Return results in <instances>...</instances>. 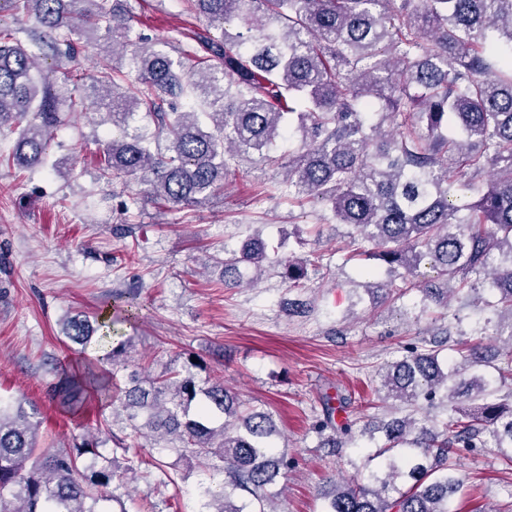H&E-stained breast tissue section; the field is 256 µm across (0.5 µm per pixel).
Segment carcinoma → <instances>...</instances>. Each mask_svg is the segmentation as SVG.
Returning a JSON list of instances; mask_svg holds the SVG:
<instances>
[{
  "mask_svg": "<svg viewBox=\"0 0 512 512\" xmlns=\"http://www.w3.org/2000/svg\"><path fill=\"white\" fill-rule=\"evenodd\" d=\"M0 0L37 29L27 42L0 27V126L18 130L12 161L44 167L63 114L84 106L83 88L104 127L98 178L172 206H198L224 188L241 158L258 155L285 170L282 191L302 204L327 206L351 228V243H370L372 257L404 271L426 312L448 311V292L507 323L509 348L494 373L477 345L462 361L440 356L444 341L411 344L377 373L381 400L412 409L372 429L337 423L343 398L323 402L311 432L332 452L347 442L366 455L365 477H328L323 512H456L463 487L454 455L494 446L512 470V0H186L188 11L221 28L197 41L200 53L171 56L133 40L122 0ZM112 40L119 65L64 76L37 60H75L77 40ZM295 139L288 157L278 144ZM460 187L480 188L463 205ZM268 261L267 243L251 237L215 262L224 285H252ZM294 284L317 261L279 260ZM445 288L419 279L424 265ZM367 290L390 295L388 282L365 272ZM121 316L81 312L63 335L84 345L112 339L114 324L139 316L133 296L118 297ZM127 343L111 347L93 370H63L52 388L58 403L86 409L91 391L112 389L128 368ZM120 408L127 424L189 465L209 461L227 479L201 487L204 512H272L266 505L288 454L277 450L272 416L245 406L219 381L199 382L191 367L150 377L129 373ZM425 410L419 418L415 412ZM39 411L0 397V512H109L120 480L115 459L94 435L70 447L42 449ZM251 500L244 499V495Z\"/></svg>",
  "mask_w": 512,
  "mask_h": 512,
  "instance_id": "1",
  "label": "carcinoma"
}]
</instances>
